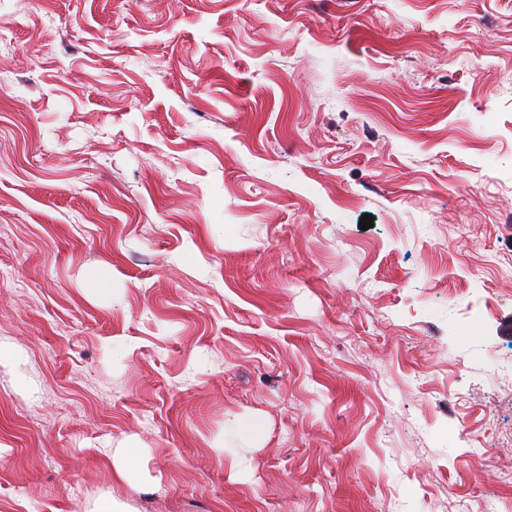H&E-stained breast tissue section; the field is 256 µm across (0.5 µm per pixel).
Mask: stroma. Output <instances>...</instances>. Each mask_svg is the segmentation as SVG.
I'll list each match as a JSON object with an SVG mask.
<instances>
[{
    "label": "stroma",
    "mask_w": 512,
    "mask_h": 512,
    "mask_svg": "<svg viewBox=\"0 0 512 512\" xmlns=\"http://www.w3.org/2000/svg\"><path fill=\"white\" fill-rule=\"evenodd\" d=\"M1 27L0 512L512 499V0Z\"/></svg>",
    "instance_id": "35a3bbf8"
}]
</instances>
